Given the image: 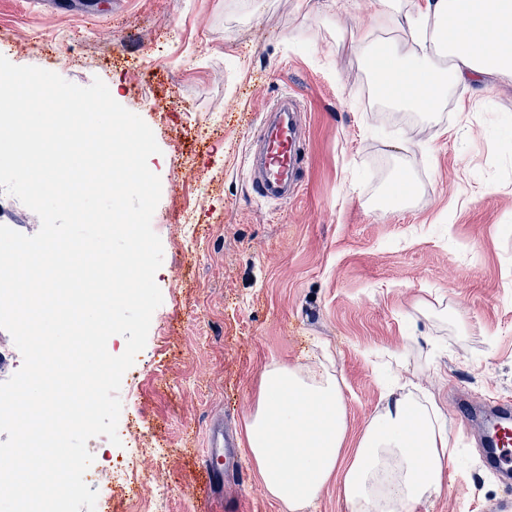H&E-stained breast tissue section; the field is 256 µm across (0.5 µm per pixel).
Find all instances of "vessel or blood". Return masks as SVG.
<instances>
[{
  "instance_id": "1",
  "label": "vessel or blood",
  "mask_w": 512,
  "mask_h": 512,
  "mask_svg": "<svg viewBox=\"0 0 512 512\" xmlns=\"http://www.w3.org/2000/svg\"><path fill=\"white\" fill-rule=\"evenodd\" d=\"M298 119L293 110L284 111L282 119L265 126L253 163L261 170L252 180L261 196L286 200L292 184L300 183L304 156L297 135ZM234 453V439L223 427H213L205 455L206 484L220 482L224 460ZM483 463L504 485L512 484V402H498L488 419L487 435L482 449Z\"/></svg>"
}]
</instances>
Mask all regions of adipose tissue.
<instances>
[{
	"instance_id": "obj_1",
	"label": "adipose tissue",
	"mask_w": 512,
	"mask_h": 512,
	"mask_svg": "<svg viewBox=\"0 0 512 512\" xmlns=\"http://www.w3.org/2000/svg\"><path fill=\"white\" fill-rule=\"evenodd\" d=\"M371 26L351 29V52L366 61L388 104L432 112L460 86L512 81V0H379ZM399 36L376 53L372 33ZM359 437L342 450L346 413L337 379L265 370L245 440L269 494L287 512L317 498L334 474L352 512H415L443 486L450 434L438 411L393 391ZM293 459L282 467V456Z\"/></svg>"
}]
</instances>
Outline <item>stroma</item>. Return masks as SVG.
I'll return each instance as SVG.
<instances>
[{
    "label": "stroma",
    "instance_id": "35a3bbf8",
    "mask_svg": "<svg viewBox=\"0 0 512 512\" xmlns=\"http://www.w3.org/2000/svg\"><path fill=\"white\" fill-rule=\"evenodd\" d=\"M378 0H0L10 62L101 78L160 147L152 221L163 303L123 393L142 440L135 491L107 512H203L212 424L243 433L264 371L337 377L355 445L393 383L451 435L441 492L416 512H496L507 494L465 438L458 398L512 399V81L438 112L385 108L347 46ZM299 109L298 193H254L268 108ZM246 512H286L246 445Z\"/></svg>",
    "mask_w": 512,
    "mask_h": 512
}]
</instances>
